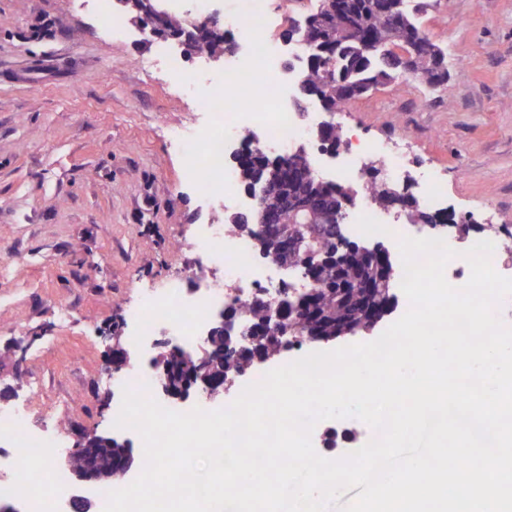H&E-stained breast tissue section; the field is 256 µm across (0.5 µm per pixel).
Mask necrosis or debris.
Wrapping results in <instances>:
<instances>
[{
    "label": "necrosis or debris",
    "mask_w": 512,
    "mask_h": 512,
    "mask_svg": "<svg viewBox=\"0 0 512 512\" xmlns=\"http://www.w3.org/2000/svg\"><path fill=\"white\" fill-rule=\"evenodd\" d=\"M277 15L253 10L227 20L233 31L234 50L224 57L220 80L205 81L197 70L183 69L179 60L159 48L156 56L165 60L184 91L204 99L207 120L192 133L172 131L185 157L189 178L207 199L223 200L225 208L252 206L250 196L241 194L236 167L228 161L241 132L254 136V143L267 153H277L291 142L307 136L306 113L288 109L284 101L285 81L279 63L282 48L272 39ZM343 159L336 173L340 180H366L371 168L390 178H399L410 165V157L391 141L366 143L344 133L340 136ZM355 222L351 231L359 237H378L396 243L411 236L407 225L385 214L362 193L354 199ZM201 259L224 269V286L191 298L180 295H150L131 318L135 334L129 339L133 350H145L158 333L176 337L190 346L199 340L210 320L215 303L243 308L255 299L277 298L278 286L271 269L256 254L251 238L212 228L193 243ZM9 439L17 453L12 461L13 478L0 480V498L25 496L28 512H68L71 486L65 474L45 475L41 461L59 455L65 446L58 432H32L21 410H0V439Z\"/></svg>",
    "instance_id": "necrosis-or-debris-1"
}]
</instances>
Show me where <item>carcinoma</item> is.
<instances>
[{"label":"carcinoma","mask_w":512,"mask_h":512,"mask_svg":"<svg viewBox=\"0 0 512 512\" xmlns=\"http://www.w3.org/2000/svg\"><path fill=\"white\" fill-rule=\"evenodd\" d=\"M426 8L424 0H319L317 10L304 22L288 29L305 47L308 62L301 66L299 87L305 97H315L327 112H340L350 101L369 94L380 82L387 84L413 81L429 88L448 84V53L431 38L422 35L419 15ZM164 35H180L189 39L193 53H205L211 58L222 59L233 50L234 43L221 26H210L202 21H188L165 10L163 11ZM406 43L415 45L419 65L410 77L392 64L393 51L389 47H400ZM245 151L235 157L238 163L240 183L249 186L266 176L275 190L268 209V226L263 230L244 215H234L228 221L235 229L249 234L254 240L256 252L264 258L294 262L303 248L311 246L317 253L333 254L341 249L336 240V223L345 218L344 202L353 200L349 186L320 179L312 170L306 153H292L281 158L274 166L258 149L252 147L253 137L243 138ZM374 203L388 209L403 203L407 217L414 223L435 224V216L424 212L416 199L397 192L378 190L376 182L370 184ZM301 205L306 209L308 223H291L290 209L282 201ZM286 226L294 236V243L286 246L279 239L274 227ZM355 281L370 278L376 282L377 300L388 294L379 280L384 277L397 278V269L392 267L383 274L373 260L358 251L348 255L346 267H321L307 277L308 295L320 314V329L325 336H346L367 330L372 326L364 312L362 296L351 292L340 298L331 285L336 278ZM171 368V380L179 382L193 372L189 361L172 353L163 354ZM210 374L231 377L243 375L251 365L242 357L224 353V339L213 340L207 350ZM87 441L94 451L79 459V465L100 476L98 484L110 487L117 483L112 469L119 459L131 456L125 442L110 441L93 433Z\"/></svg>","instance_id":"cac0c4a2"}]
</instances>
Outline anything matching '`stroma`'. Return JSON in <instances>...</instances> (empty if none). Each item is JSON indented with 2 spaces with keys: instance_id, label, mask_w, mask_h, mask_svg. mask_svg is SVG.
Returning <instances> with one entry per match:
<instances>
[{
  "instance_id": "35a3bbf8",
  "label": "stroma",
  "mask_w": 512,
  "mask_h": 512,
  "mask_svg": "<svg viewBox=\"0 0 512 512\" xmlns=\"http://www.w3.org/2000/svg\"><path fill=\"white\" fill-rule=\"evenodd\" d=\"M121 20L112 35L75 0H0V409L71 445L113 432L109 351L144 293L224 283L173 247L224 221L166 136L206 104L166 67L143 75L159 41ZM419 22L448 50L447 87L390 84L331 120L410 133L442 176L443 230L512 232V0H427Z\"/></svg>"
}]
</instances>
